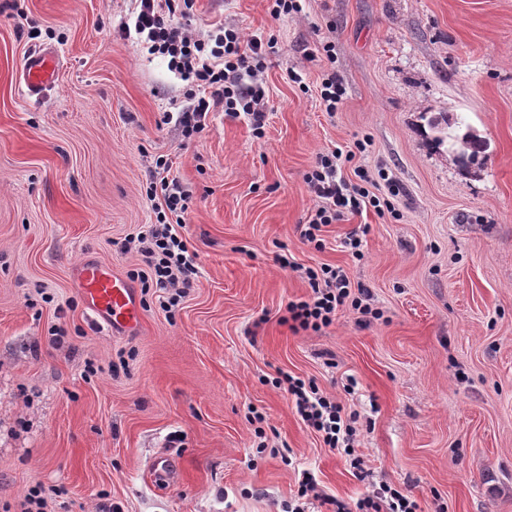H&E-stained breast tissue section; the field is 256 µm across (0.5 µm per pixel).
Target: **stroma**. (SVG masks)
Here are the masks:
<instances>
[{
  "label": "stroma",
  "instance_id": "obj_1",
  "mask_svg": "<svg viewBox=\"0 0 512 512\" xmlns=\"http://www.w3.org/2000/svg\"><path fill=\"white\" fill-rule=\"evenodd\" d=\"M194 0L180 19L272 42L267 125L210 114L184 137L168 113L183 81L119 35L132 0H0V512H284L303 472L347 506L389 483L420 512H512V0ZM60 57L26 96L29 55ZM335 74L345 93L325 111ZM488 144L465 169L429 118ZM373 174L367 208L300 236L319 154ZM190 191L178 233L196 255L173 312L140 295L143 325H94L72 282L85 254L137 269L123 240L155 223L157 157ZM368 227L363 256L346 239ZM288 256L295 269L283 268ZM328 264L367 288L379 318L346 307L320 331L279 321ZM359 415L357 478L305 426L278 370ZM354 391H347L348 378ZM169 460L173 478L153 482Z\"/></svg>",
  "mask_w": 512,
  "mask_h": 512
}]
</instances>
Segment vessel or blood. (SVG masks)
Returning <instances> with one entry per match:
<instances>
[{
    "instance_id": "1",
    "label": "vessel or blood",
    "mask_w": 512,
    "mask_h": 512,
    "mask_svg": "<svg viewBox=\"0 0 512 512\" xmlns=\"http://www.w3.org/2000/svg\"><path fill=\"white\" fill-rule=\"evenodd\" d=\"M56 55L39 51L27 59L23 70L24 93L40 95L56 79ZM73 281L93 320L109 331L133 332L142 323V308L133 286L111 266L87 255L75 266Z\"/></svg>"
}]
</instances>
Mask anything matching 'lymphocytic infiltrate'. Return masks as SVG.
Here are the masks:
<instances>
[{"label": "lymphocytic infiltrate", "instance_id": "lymphocytic-infiltrate-1", "mask_svg": "<svg viewBox=\"0 0 512 512\" xmlns=\"http://www.w3.org/2000/svg\"><path fill=\"white\" fill-rule=\"evenodd\" d=\"M131 21L122 25L123 38H136L149 53L169 59L171 71L186 84L191 109L179 113L178 121L186 135L206 127L210 113L222 112L235 117L245 115L254 131L265 125L266 91L263 73L271 48L261 38H245L240 30L221 26L209 35L174 23L175 13H187L193 0H134ZM345 163L342 151L320 154L306 175L315 206L301 231L309 243L317 242L323 226L336 223L345 214L361 212L371 206L376 212L391 208L390 200L370 196L366 187L371 177L367 170H358V182L341 178ZM159 176L150 184V196L157 199L156 221L124 240L122 252L134 253L142 267L132 277L143 292L158 289L165 298L163 309L175 306L197 274L195 256L186 241L174 231L188 209L189 192L169 174L167 161L156 163ZM309 293L305 298L289 302L281 323L292 330H314L330 326L338 310L352 307L361 314H371L370 293L353 289L345 271L322 266L304 272ZM291 397L303 422L321 437L328 448L344 453L356 474H365V460L356 455L358 429L356 413L346 412L335 397L321 390L314 380L302 379L284 372L276 380ZM418 504L391 486H383L376 495L359 500L354 509L337 504L336 512H418Z\"/></svg>", "mask_w": 512, "mask_h": 512}]
</instances>
